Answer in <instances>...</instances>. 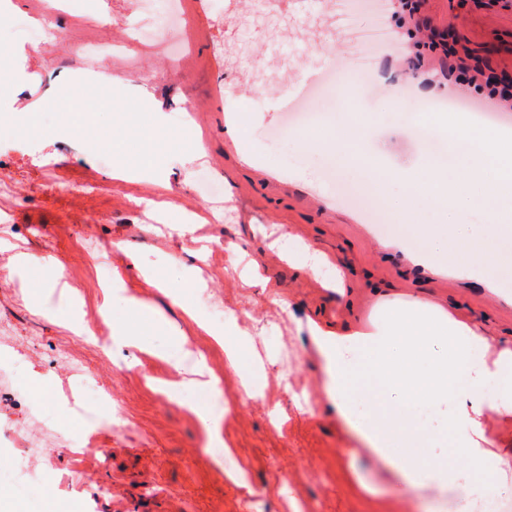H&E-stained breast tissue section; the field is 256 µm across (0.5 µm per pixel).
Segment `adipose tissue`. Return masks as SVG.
<instances>
[{
    "label": "adipose tissue",
    "mask_w": 512,
    "mask_h": 512,
    "mask_svg": "<svg viewBox=\"0 0 512 512\" xmlns=\"http://www.w3.org/2000/svg\"><path fill=\"white\" fill-rule=\"evenodd\" d=\"M278 243L289 266L343 290L341 270L327 268L323 254L287 230ZM151 326L172 339L163 360L177 372L192 365L195 373L191 380L167 382L168 397L189 386L216 387L205 355L136 295L126 296L125 315L112 324L114 350H149L142 330ZM204 332L223 346L224 366L235 375L241 400L262 399L259 380L278 363V353L259 352L255 335L241 329L233 312ZM308 334L321 361L320 388L337 419L392 484L414 494L419 512H464L449 507V493L461 488L476 497L483 482L506 480L512 463L487 448L485 418L491 411L512 414V343L493 340L482 326L419 297L384 300L380 315L359 325L312 321Z\"/></svg>",
    "instance_id": "1"
}]
</instances>
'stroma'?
<instances>
[{
    "label": "stroma",
    "instance_id": "1",
    "mask_svg": "<svg viewBox=\"0 0 512 512\" xmlns=\"http://www.w3.org/2000/svg\"><path fill=\"white\" fill-rule=\"evenodd\" d=\"M178 2L195 20L178 60L163 45L148 44L104 63L76 55L84 36L114 44L134 25L155 31L163 22L162 0H68L57 11L46 0H0V366L24 363L18 380H0V466L24 486L15 501L21 512H41L49 498L61 512H289L276 493L285 481L305 512H408L318 389L320 361L306 321H367L387 288L399 298L421 296L460 318L480 319L496 338L512 340V234L487 230L484 247L494 263L456 268L403 222L398 191L379 193L335 154L303 149L304 127L283 131L274 115L254 123L262 96L245 91L238 112L243 132L234 137L213 98L216 87L242 81L272 35L298 31L286 16L268 15L258 4L229 29L224 0ZM384 24L393 47L377 60L376 87L363 90L352 109L372 114L384 165L409 171L428 157L457 179L464 148L442 136L435 147L422 146L414 136L416 113L391 93L405 82L418 100L474 93L461 80L464 66L487 65L512 81V0H426L414 18L389 17ZM452 26L457 53L448 56L431 36ZM75 88L82 111L97 119L86 134L69 120ZM122 100L132 102L133 112L115 109ZM191 101L206 104V111H187ZM31 113L34 129L27 123ZM114 137L123 140L124 161L139 175L114 177L107 164ZM211 187L232 191L233 207L210 208ZM189 218L193 234L163 235L164 225ZM282 224L344 263V297L281 259L271 243ZM241 240L278 282L288 311L261 289L225 277V245ZM118 242L136 249L137 262L115 250ZM198 247L207 286L190 298L191 319L138 269L153 268L172 292L180 291L186 275L178 259ZM21 250L32 255L29 265L15 264ZM118 276L173 322L192 350L205 354L221 394L234 402L218 440L234 448L250 488L225 479L207 455L198 418L149 384V374H167L163 361L128 349L125 363H116L112 322L99 310L106 283ZM217 310L246 311L265 326L258 349L281 352L282 369L293 388L307 389L314 414L300 412L273 377L266 400L238 401L223 350L196 325L213 322ZM75 317L89 340L70 330ZM89 375L111 388V409L88 413L63 403L65 388ZM39 382L54 395L41 401L48 422L39 438L42 452L32 459L15 433L31 416L18 389ZM276 401L287 414L278 426L268 417ZM70 434L91 436L94 449L106 452L105 464L75 460L66 448ZM76 467L85 470L84 481H66ZM363 477L380 487L379 496L361 489Z\"/></svg>",
    "mask_w": 512,
    "mask_h": 512
}]
</instances>
